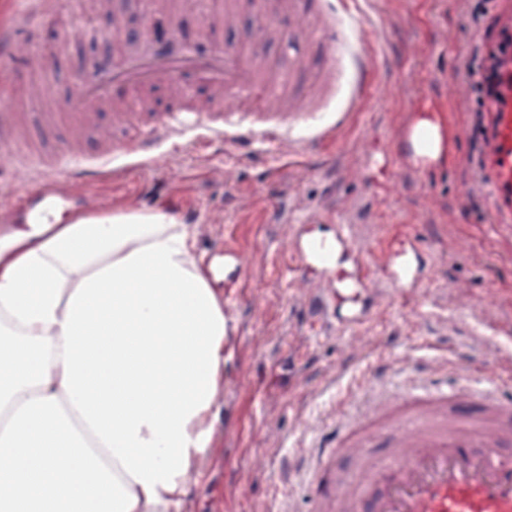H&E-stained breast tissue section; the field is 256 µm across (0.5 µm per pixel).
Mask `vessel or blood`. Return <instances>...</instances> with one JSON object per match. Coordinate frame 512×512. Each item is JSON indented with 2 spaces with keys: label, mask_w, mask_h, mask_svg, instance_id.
Instances as JSON below:
<instances>
[{
  "label": "vessel or blood",
  "mask_w": 512,
  "mask_h": 512,
  "mask_svg": "<svg viewBox=\"0 0 512 512\" xmlns=\"http://www.w3.org/2000/svg\"><path fill=\"white\" fill-rule=\"evenodd\" d=\"M146 15L179 19L195 0H140ZM70 33L112 39L123 20L110 0H16L0 25V223L20 224L47 211L68 221L94 213V191L123 185L153 166L165 147L181 151L219 145L252 147L280 158L282 145L306 156L334 142L353 113L369 100L382 72L376 46L382 27L360 0H224L201 18L200 37L250 17L245 43L196 56L180 36L170 47L149 42L117 51L106 64H90L54 112H18L9 105L14 85L15 40L34 33L60 11ZM106 26H99L101 16ZM282 38L302 42L312 61L284 64L264 44L281 18ZM131 92L162 87L174 96L169 109L128 111L114 85ZM206 96H199V89ZM110 111L111 133L98 132ZM97 137H87V130ZM66 131V149L55 148ZM487 149L478 165L488 188L489 221L512 224V47L499 54L492 94L481 115ZM26 170L17 185V170ZM134 203L153 202L180 224L197 223L191 187L142 183ZM332 239L317 241L309 219L291 226V260L279 266L287 283L308 282L311 319L347 334L375 325L381 315L377 284L393 297L421 291L430 281L428 251L417 231L401 232L372 248L355 242L353 225L328 214ZM348 409L316 430L304 453L283 457L278 496L303 499L306 512H512V397L498 383L473 379L465 362L454 378L407 364L397 382L384 365L369 369L346 396Z\"/></svg>",
  "instance_id": "vessel-or-blood-1"
}]
</instances>
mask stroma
I'll use <instances>...</instances> for the list:
<instances>
[{"label":"stroma","instance_id":"stroma-1","mask_svg":"<svg viewBox=\"0 0 512 512\" xmlns=\"http://www.w3.org/2000/svg\"><path fill=\"white\" fill-rule=\"evenodd\" d=\"M219 4L200 0L197 12L175 23L198 52L246 33L241 27L218 32L209 43L198 41L202 14ZM363 8L387 31L380 46L383 71L339 146L316 147L306 159L277 164L247 154L210 159L187 150L138 174L156 181L196 177L201 214L190 231L197 251L205 252L222 234L244 250L246 272L237 281L234 311L236 351L224 369L220 420L203 464L210 486L204 494L190 490L185 512H281L283 503L271 488L278 459L308 443L369 364L384 361L394 373L412 359L434 366L450 358L442 345L448 339L487 374H512L506 351L461 323L468 317L512 331V227L486 222L476 164L480 145L466 133L476 103L448 85L452 75L470 78L462 54L496 37V0H486L478 13L462 9L460 0H365ZM130 11L126 27L151 39L175 25L162 14L144 17L135 5ZM65 23L61 15L21 37L18 61L28 73L12 89L15 107L40 112L64 100L79 67L115 52L108 40L64 37ZM44 56L52 66L47 79L40 72ZM422 108L441 115L448 128L444 159L424 168L404 147V134ZM377 145L391 153V181L382 189L376 186L378 171L363 166ZM329 211L355 225L363 246L398 224L427 226L430 235L429 287L415 301L383 299L389 319L345 341L319 334L300 309L310 284H286L275 266L289 255V220Z\"/></svg>","mask_w":512,"mask_h":512}]
</instances>
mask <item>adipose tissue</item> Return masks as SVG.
Returning <instances> with one entry per match:
<instances>
[{
  "mask_svg": "<svg viewBox=\"0 0 512 512\" xmlns=\"http://www.w3.org/2000/svg\"><path fill=\"white\" fill-rule=\"evenodd\" d=\"M417 164L448 131L415 114ZM223 258L126 210L0 236V512H183L224 383Z\"/></svg>",
  "mask_w": 512,
  "mask_h": 512,
  "instance_id": "1",
  "label": "adipose tissue"
}]
</instances>
